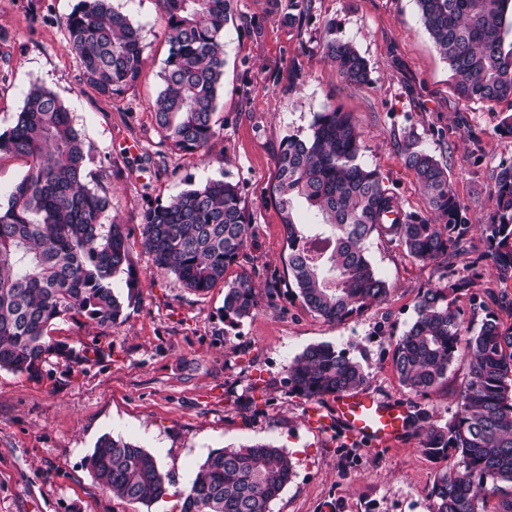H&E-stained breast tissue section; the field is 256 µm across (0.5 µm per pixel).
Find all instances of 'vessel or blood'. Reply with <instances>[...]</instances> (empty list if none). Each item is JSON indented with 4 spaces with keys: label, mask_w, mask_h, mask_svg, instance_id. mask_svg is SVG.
I'll return each instance as SVG.
<instances>
[{
    "label": "vessel or blood",
    "mask_w": 512,
    "mask_h": 512,
    "mask_svg": "<svg viewBox=\"0 0 512 512\" xmlns=\"http://www.w3.org/2000/svg\"><path fill=\"white\" fill-rule=\"evenodd\" d=\"M409 416L404 406L368 392H347L334 397L329 413L308 407L307 424L316 429L337 428L361 449L387 447L406 431Z\"/></svg>",
    "instance_id": "vessel-or-blood-1"
}]
</instances>
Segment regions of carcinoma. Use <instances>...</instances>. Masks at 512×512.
<instances>
[{
	"instance_id": "obj_1",
	"label": "carcinoma",
	"mask_w": 512,
	"mask_h": 512,
	"mask_svg": "<svg viewBox=\"0 0 512 512\" xmlns=\"http://www.w3.org/2000/svg\"><path fill=\"white\" fill-rule=\"evenodd\" d=\"M416 2L457 95L512 102V41L506 42L512 0ZM161 4L169 49L151 109L166 140L208 157L220 133L215 114L234 0ZM274 8L284 9L292 24L310 14L312 0H274ZM66 33V48L99 94L119 95L136 83L144 64L141 33L112 0H78ZM324 50L345 84L369 82L367 61L352 44L332 40ZM365 149L350 113L329 105L314 113L307 130L285 136L276 155L272 194L285 233L284 262L309 311L341 324L386 300L390 285L365 247L373 236L401 243L418 261L445 266L471 253L478 237L498 277L512 280V161L493 169L494 209L488 223L475 226L447 167L413 136L399 150L425 197L420 213L405 210L380 171L360 162ZM2 154L26 159L27 169L0 205V369L35 376L51 358L88 360L89 349L51 336L58 322L80 316L107 328L122 317L112 281L130 266L129 255L124 227L112 219V198L88 180L91 149L56 93L30 86L14 124L0 133ZM301 201L313 213L308 223L294 218ZM250 228L237 186L210 179L147 210L141 238L157 270L188 290L202 294L224 284V315L241 319L256 308L254 284L245 273L232 282L224 274L243 255ZM479 278L468 265L448 287L421 290L416 319L392 342L400 382L420 395L442 383L460 350L470 360L448 423L427 412L409 416V430L422 431L428 455L458 458L432 486L434 512H485L489 499L512 487V324L482 302L486 315L472 335L451 299ZM368 377L346 351L320 343L289 364L287 384L316 400L357 391ZM87 466L103 489L131 502H154L172 484L154 455L109 435L97 441ZM291 476L288 454L271 444L215 449L180 492L182 512H268Z\"/></svg>"
}]
</instances>
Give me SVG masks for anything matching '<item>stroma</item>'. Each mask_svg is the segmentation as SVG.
<instances>
[{"label":"stroma","mask_w":512,"mask_h":512,"mask_svg":"<svg viewBox=\"0 0 512 512\" xmlns=\"http://www.w3.org/2000/svg\"><path fill=\"white\" fill-rule=\"evenodd\" d=\"M77 2L0 0V132L12 126L32 84L67 106L92 147V179L125 226L130 269L113 279L124 312L108 328L68 320L54 333L75 347L102 349L101 359L74 365L52 358L37 377L0 370V512H180V492L210 451L257 442L283 447L294 465L269 512H433L431 488L453 460L425 454L410 434L362 451L339 429H309L306 400L289 391L286 378L307 346L328 342L364 365L367 392L448 422L468 376L466 353L422 396L400 382L391 341L414 320L419 291L444 287L451 270L374 237L367 252L390 285L387 299L339 325L311 313L282 264L284 229L269 197L275 156L289 132L307 129L315 112L333 104L352 113L366 145L362 163L378 168L406 210L424 208L398 150L411 133L447 165L470 221L483 223L493 211L492 169L512 160V136L497 131L512 103L490 108L454 95L453 73L416 0H312L310 15L294 25L272 0H235L224 33L220 134L206 159L172 147L151 112L168 53L160 0H113L141 31L144 65L137 83L112 98L84 83L66 47L65 20ZM332 39L365 58L367 84H344L324 55ZM211 178L239 187L250 219L244 254L225 274L230 281L247 274L256 286L257 306L240 320L225 316L223 286L190 292L158 272L141 244L144 211L187 182ZM479 267L478 285L455 302L474 329L487 292L512 297L511 280H498L490 261ZM131 276L138 280L133 299ZM106 434L152 453L172 476L173 492L142 504L104 490L85 459Z\"/></svg>","instance_id":"obj_1"}]
</instances>
